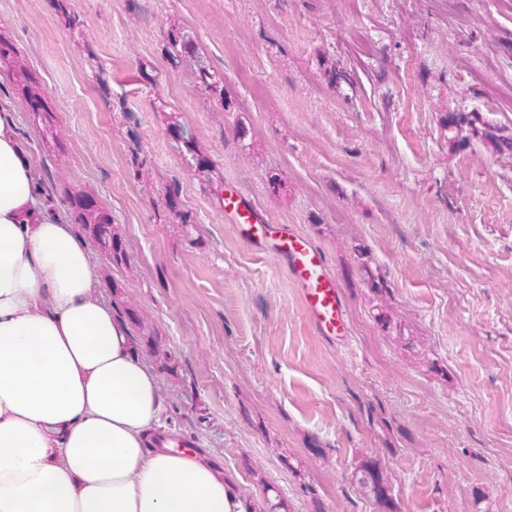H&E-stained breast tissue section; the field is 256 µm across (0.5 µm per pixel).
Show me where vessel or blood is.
Returning <instances> with one entry per match:
<instances>
[{
  "label": "vessel or blood",
  "instance_id": "1",
  "mask_svg": "<svg viewBox=\"0 0 512 512\" xmlns=\"http://www.w3.org/2000/svg\"><path fill=\"white\" fill-rule=\"evenodd\" d=\"M224 214L241 225L256 247L268 248L286 267L299 289L306 316L321 336L341 338L348 333V321L340 286L329 271L323 254L288 224H271L250 194L241 189L224 198Z\"/></svg>",
  "mask_w": 512,
  "mask_h": 512
}]
</instances>
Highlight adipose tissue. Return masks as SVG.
<instances>
[{
    "instance_id": "1",
    "label": "adipose tissue",
    "mask_w": 512,
    "mask_h": 512,
    "mask_svg": "<svg viewBox=\"0 0 512 512\" xmlns=\"http://www.w3.org/2000/svg\"><path fill=\"white\" fill-rule=\"evenodd\" d=\"M0 109V512H244L200 454L150 452L162 396Z\"/></svg>"
}]
</instances>
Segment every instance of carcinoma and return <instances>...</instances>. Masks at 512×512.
Masks as SVG:
<instances>
[{"mask_svg":"<svg viewBox=\"0 0 512 512\" xmlns=\"http://www.w3.org/2000/svg\"><path fill=\"white\" fill-rule=\"evenodd\" d=\"M163 51L174 64L186 56L197 53L195 45L188 39L182 27L174 25L166 33ZM0 68L10 76L11 88L24 101L28 111L32 112L41 124L47 128L53 140H58V129L53 112L47 106L43 89L37 78L28 69L20 51L7 40L0 41ZM195 79L202 90L218 96L224 111H232L231 101L224 92V76L219 72L201 66L195 71ZM448 129L454 137L466 140L469 137L488 139L496 143L501 150L512 151V136L503 135L500 129L490 124L480 112H453ZM169 130L180 145L187 167L193 171L207 172L212 169L208 159L200 154L196 147V139L178 117L171 118ZM70 216L81 230L91 237L104 252L113 265H121L127 261V253L121 236L112 224V215L94 195L78 192L68 198ZM166 208L170 218L179 224L189 223L188 214L181 208L178 201V188L170 187L166 191ZM351 255L360 269L366 273V284L376 294L383 291V282L375 277L370 270L371 256L368 249L360 242L351 247ZM352 480L366 495L372 498L383 512H395L396 503L391 481L385 474L381 463L367 456L359 458L352 472Z\"/></svg>","mask_w":512,"mask_h":512,"instance_id":"cac0c4a2","label":"carcinoma"}]
</instances>
